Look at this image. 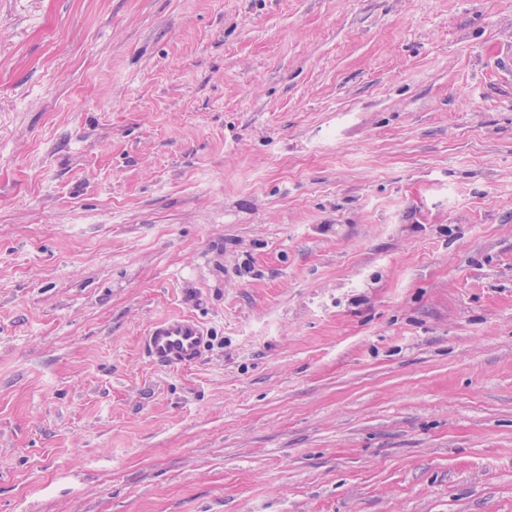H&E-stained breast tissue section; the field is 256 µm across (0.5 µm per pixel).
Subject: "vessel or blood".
Here are the masks:
<instances>
[{"instance_id":"b4317fda","label":"vessel or blood","mask_w":512,"mask_h":512,"mask_svg":"<svg viewBox=\"0 0 512 512\" xmlns=\"http://www.w3.org/2000/svg\"><path fill=\"white\" fill-rule=\"evenodd\" d=\"M205 343L201 323L192 316H170L151 324L144 339L149 359L164 367H184L199 361Z\"/></svg>"}]
</instances>
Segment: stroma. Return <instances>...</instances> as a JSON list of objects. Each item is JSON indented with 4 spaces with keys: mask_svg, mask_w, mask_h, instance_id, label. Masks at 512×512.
<instances>
[{
    "mask_svg": "<svg viewBox=\"0 0 512 512\" xmlns=\"http://www.w3.org/2000/svg\"><path fill=\"white\" fill-rule=\"evenodd\" d=\"M511 48L512 0H0V512H512ZM204 343L201 323L193 316L178 315L152 323L144 339V349L153 363L178 368L197 363Z\"/></svg>",
    "mask_w": 512,
    "mask_h": 512,
    "instance_id": "35a3bbf8",
    "label": "stroma"
}]
</instances>
